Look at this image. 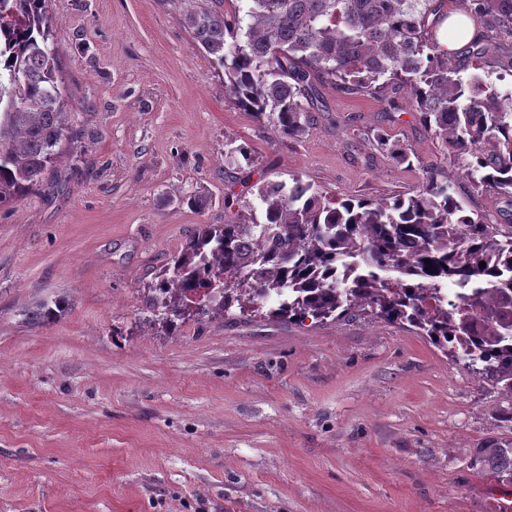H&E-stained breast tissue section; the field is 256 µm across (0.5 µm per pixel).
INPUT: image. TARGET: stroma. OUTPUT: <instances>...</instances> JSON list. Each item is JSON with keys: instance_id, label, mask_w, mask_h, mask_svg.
<instances>
[{"instance_id": "1", "label": "stroma", "mask_w": 512, "mask_h": 512, "mask_svg": "<svg viewBox=\"0 0 512 512\" xmlns=\"http://www.w3.org/2000/svg\"><path fill=\"white\" fill-rule=\"evenodd\" d=\"M46 17L69 132L43 185L0 208V512H512L474 462L512 438V403L411 328L236 313L161 331L147 297L199 225L268 180L380 198L431 167L491 223L512 208L376 96L322 87L306 133L278 135L162 0H46ZM380 130L416 162L379 150ZM241 144L250 162L226 165Z\"/></svg>"}]
</instances>
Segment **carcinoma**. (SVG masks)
I'll use <instances>...</instances> for the list:
<instances>
[{
	"label": "carcinoma",
	"instance_id": "1",
	"mask_svg": "<svg viewBox=\"0 0 512 512\" xmlns=\"http://www.w3.org/2000/svg\"><path fill=\"white\" fill-rule=\"evenodd\" d=\"M45 2L0 0V207L40 186L68 130ZM179 2L195 43L224 69L230 102L280 135L298 139L311 113L326 111L322 82L343 95L401 92L389 111L417 113L453 150L460 175L512 205V88L501 90L512 65L464 75L485 68L490 49L477 36L460 62L440 42L447 0ZM461 4L470 20L512 38V0ZM375 142L413 165L412 150L385 131ZM250 158L239 145L225 164ZM452 186L431 173L411 192L328 199L299 179L264 183L248 219L205 224L171 257L150 308L169 328L235 306L259 312L269 299L270 315L300 322L369 307L415 327L512 400V225L466 210ZM475 462L511 484L512 438L481 443Z\"/></svg>",
	"mask_w": 512,
	"mask_h": 512
}]
</instances>
